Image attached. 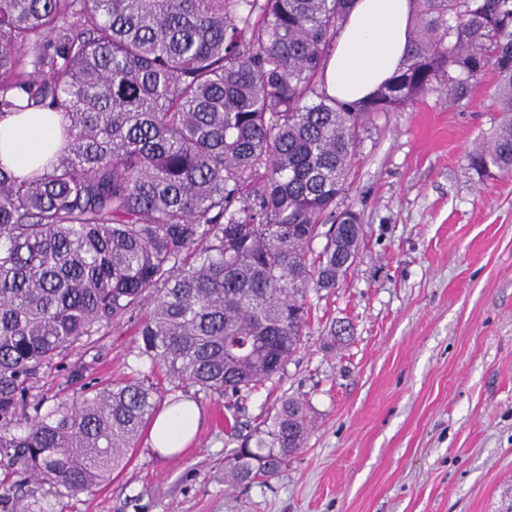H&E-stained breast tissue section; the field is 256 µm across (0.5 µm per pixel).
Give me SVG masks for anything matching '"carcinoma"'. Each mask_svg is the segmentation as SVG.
Listing matches in <instances>:
<instances>
[{
	"label": "carcinoma",
	"mask_w": 512,
	"mask_h": 512,
	"mask_svg": "<svg viewBox=\"0 0 512 512\" xmlns=\"http://www.w3.org/2000/svg\"><path fill=\"white\" fill-rule=\"evenodd\" d=\"M350 0H0V118L64 116L39 174L0 165V458L77 493L122 467L162 402L239 398L282 373L308 293L344 280L360 215L336 204L370 116L491 68L502 122L467 155L512 176V0H415L403 66L367 100L323 74ZM326 241L314 249L317 239ZM136 324L138 369L46 405L66 353ZM289 397L230 452L224 483H264L304 445Z\"/></svg>",
	"instance_id": "1"
}]
</instances>
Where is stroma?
<instances>
[{"mask_svg":"<svg viewBox=\"0 0 512 512\" xmlns=\"http://www.w3.org/2000/svg\"><path fill=\"white\" fill-rule=\"evenodd\" d=\"M494 79L428 92L361 131L337 200L361 217L358 257L335 289L310 291L284 372L239 402L244 436L282 397L309 406L305 445L277 476L225 487L224 403L202 397L181 452L142 436L109 482L75 496L54 484L29 496L15 473L13 512H500L512 500V178H479L466 160L499 123ZM335 321L353 335L330 351ZM134 347L128 322L37 390L121 378Z\"/></svg>","mask_w":512,"mask_h":512,"instance_id":"1","label":"stroma"}]
</instances>
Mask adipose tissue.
<instances>
[{
  "label": "adipose tissue",
  "instance_id": "1",
  "mask_svg": "<svg viewBox=\"0 0 512 512\" xmlns=\"http://www.w3.org/2000/svg\"><path fill=\"white\" fill-rule=\"evenodd\" d=\"M417 26L414 0H353L324 72L329 96L357 102L372 95L402 64ZM63 117L41 109L0 119V164L27 176L42 171L58 144ZM199 410L184 401L162 410L150 427L154 448L181 451L194 437Z\"/></svg>",
  "mask_w": 512,
  "mask_h": 512
}]
</instances>
